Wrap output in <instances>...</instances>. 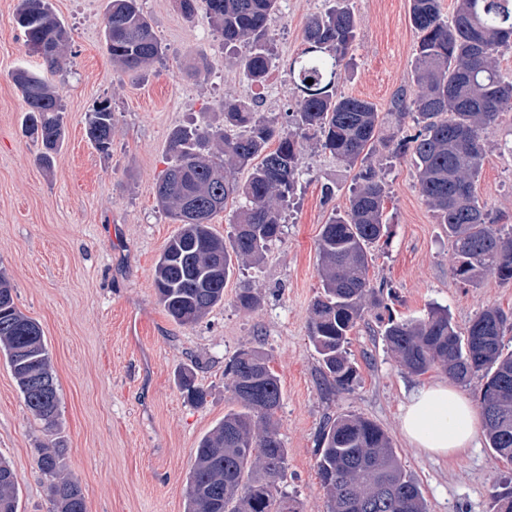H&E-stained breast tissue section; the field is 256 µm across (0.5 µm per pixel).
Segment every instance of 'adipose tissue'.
<instances>
[{
  "instance_id": "ef3b65f1",
  "label": "adipose tissue",
  "mask_w": 512,
  "mask_h": 512,
  "mask_svg": "<svg viewBox=\"0 0 512 512\" xmlns=\"http://www.w3.org/2000/svg\"><path fill=\"white\" fill-rule=\"evenodd\" d=\"M402 432L427 453L459 456L476 446L481 420L465 394L439 380L419 386L406 400Z\"/></svg>"
}]
</instances>
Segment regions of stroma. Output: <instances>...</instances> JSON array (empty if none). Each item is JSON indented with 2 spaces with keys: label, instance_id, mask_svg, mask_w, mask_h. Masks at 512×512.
Returning a JSON list of instances; mask_svg holds the SVG:
<instances>
[{
  "label": "stroma",
  "instance_id": "stroma-1",
  "mask_svg": "<svg viewBox=\"0 0 512 512\" xmlns=\"http://www.w3.org/2000/svg\"><path fill=\"white\" fill-rule=\"evenodd\" d=\"M17 3L0 0V272L15 289L17 307L42 329L60 396L50 437L0 355V458L17 474L19 512L51 510L38 455L53 438L66 448L65 470L79 479L88 512H186L194 450L232 406L224 367L244 348L267 356L280 380L277 418L288 450L282 489L297 512H327L316 451L322 427L342 414L366 417L388 434L427 512H492L494 491L512 487V463L483 441L460 461L431 456L401 433L409 393L444 373L416 375L400 366L383 339V319H416L445 307L463 332L485 308L512 309V280L491 271L474 288L453 276L452 242L419 192L411 155L376 153L391 235L374 247L369 279L387 283L391 294L386 309L368 311L351 334L349 352L360 372L352 388L324 381L308 324L321 288L320 232L347 211L357 170L316 143L302 152L280 242L260 264L236 269L223 303L188 327L157 299L155 265L179 229L157 198L174 163L170 133L220 124L227 96L259 102L280 117L294 111L300 92L288 62L305 47L308 19L329 0H281L268 22L276 66L262 86L233 64L204 12L186 18L175 0H140L164 54L139 75L117 70L103 48L108 0H49L71 39L66 65L49 77L65 106L66 133L48 170L37 162L40 142L22 130L26 105L11 79L20 68L44 70L16 23ZM349 6L359 38L337 92L389 112L399 87L412 81L418 33L410 0H349ZM202 60L213 67L205 79L192 73ZM103 99L114 115L106 154L85 134L86 113ZM485 141L475 192L512 225V112L486 129ZM327 186L334 189L329 199ZM244 288L261 296L259 309L237 305ZM186 369L207 390L204 405L182 394L178 377Z\"/></svg>",
  "mask_w": 512,
  "mask_h": 512
}]
</instances>
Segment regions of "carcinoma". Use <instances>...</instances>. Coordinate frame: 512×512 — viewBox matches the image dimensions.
I'll return each instance as SVG.
<instances>
[{
    "mask_svg": "<svg viewBox=\"0 0 512 512\" xmlns=\"http://www.w3.org/2000/svg\"><path fill=\"white\" fill-rule=\"evenodd\" d=\"M203 4L213 27L232 51L246 52L235 64L253 83L266 80L275 62L268 47V19L279 0H177L191 18ZM410 18L419 34L414 88L401 87L392 101V133L382 135L379 112L365 99L337 93V83L352 60L357 21L347 0L313 16L306 24V47L289 70L302 96L296 111L279 118L255 102L224 98V124L179 128L168 150L175 163L159 182L162 207L180 224L156 264L158 300L172 320L192 326L224 301V282L240 264H258L281 240L282 210L294 195L305 142L316 140L339 162L365 166L351 190L350 206L322 225L318 241L322 292L312 305L309 340L320 355L325 380L340 389L358 379L348 349L350 332L366 309L383 305L386 285H370V248L388 236L384 222L385 185L368 160L381 145L395 155L411 153L419 191L445 225L454 247L452 272L465 285L479 286L497 271L512 279V230L497 223L475 195L486 154L483 132L501 114L512 112V81L501 76L496 56L512 49V0H456L452 22L441 17L440 0H410ZM16 21L31 52L48 71L60 70L69 32L47 0H20ZM104 48L112 63L129 74L146 70L162 55L138 0H109L103 19ZM11 78L27 106L26 132L41 140L39 164L51 168L65 137V109L52 84L27 69ZM313 83L308 85L306 80ZM420 126L402 135L406 117ZM95 148H112L113 113L98 102L85 118ZM275 149H270L271 143ZM246 169L243 182L231 172ZM239 201L230 242L214 233L210 221L228 199ZM14 288L0 275V352L29 410L55 432L60 398L49 352L39 325L14 301ZM237 303L246 310L261 304L251 288ZM512 329V311L482 310L467 332H458L448 312L433 309L423 319L384 324L387 346L402 367L424 374L441 367L459 383L484 380L482 415L488 447L512 461V350L503 336ZM225 389L235 407L205 434L195 448L186 485L187 512H295L280 484L288 473L275 414L281 406L280 381L266 357L243 349L224 369ZM180 389L201 404L206 392L184 374ZM63 445L41 450L39 465L50 477L52 512H88L80 481L63 472ZM316 463L329 496L328 512H426L415 479L401 465L386 432L373 421L343 414L320 433ZM0 512H18V480L0 460Z\"/></svg>",
    "mask_w": 512,
    "mask_h": 512,
    "instance_id": "cac0c4a2",
    "label": "carcinoma"
}]
</instances>
